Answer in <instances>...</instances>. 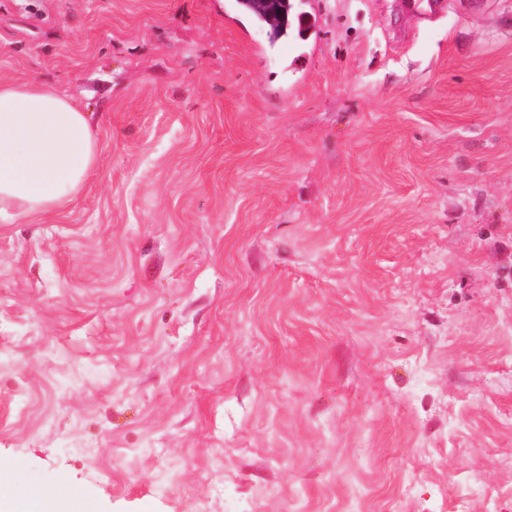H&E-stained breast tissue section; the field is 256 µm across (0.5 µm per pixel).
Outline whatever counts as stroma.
<instances>
[{
	"instance_id": "35a3bbf8",
	"label": "stroma",
	"mask_w": 512,
	"mask_h": 512,
	"mask_svg": "<svg viewBox=\"0 0 512 512\" xmlns=\"http://www.w3.org/2000/svg\"><path fill=\"white\" fill-rule=\"evenodd\" d=\"M0 0L97 169L0 221V461L95 512H512V0ZM257 1H263L266 10L272 15L275 14L279 2L276 0ZM281 1H284V3L281 4V10L283 14H286L289 25V14L292 9V5L290 4V0ZM238 3L239 7L243 11L247 12L254 18L257 25L266 33L272 42L287 40L290 37L291 27L288 29V25L282 23L278 16H269L266 13L259 11L250 0H239Z\"/></svg>"
}]
</instances>
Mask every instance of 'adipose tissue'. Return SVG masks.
<instances>
[{
  "mask_svg": "<svg viewBox=\"0 0 512 512\" xmlns=\"http://www.w3.org/2000/svg\"><path fill=\"white\" fill-rule=\"evenodd\" d=\"M91 116L70 94L42 81L0 79V219H50L84 191L98 160ZM0 512H65L54 493L14 491L0 462Z\"/></svg>",
  "mask_w": 512,
  "mask_h": 512,
  "instance_id": "1",
  "label": "adipose tissue"
}]
</instances>
